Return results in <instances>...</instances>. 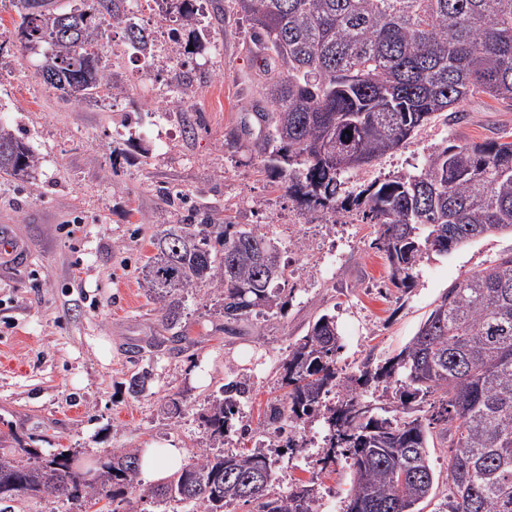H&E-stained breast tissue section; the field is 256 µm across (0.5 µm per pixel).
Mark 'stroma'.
I'll return each instance as SVG.
<instances>
[{"mask_svg":"<svg viewBox=\"0 0 512 512\" xmlns=\"http://www.w3.org/2000/svg\"><path fill=\"white\" fill-rule=\"evenodd\" d=\"M199 12L202 48L182 36L190 48L182 69L197 93L172 139L143 109L139 90L146 76L166 90L168 74L161 66L146 71L131 55L123 25H110L103 46L104 64L126 84L123 98L67 103L42 78V49L19 45L17 15L0 0V120L39 160L31 179L0 176V225H12L29 254L24 266L0 264V424L46 454L77 449L85 467L115 448L170 447L186 460L200 457L210 446L202 423L208 397L240 373L250 379L243 407L250 432L232 434L229 445L254 447L265 437L268 405L285 393L280 365L289 346L321 314L334 315L342 337L339 374H356L397 355L451 285L512 254V234L489 235L430 254L413 288L395 287L361 212L325 219L265 171L253 147L263 130L252 115L265 76L249 49L250 28L233 15L231 0H203ZM459 112L421 128L349 187L413 171L449 145L512 133V106L477 95ZM195 208L259 225L274 240L286 264L283 308L251 315L228 333L217 291L198 289L182 319L190 346L156 353L149 342L163 325L139 268L154 252L158 218L187 224ZM103 339L111 344L107 359L97 352ZM144 369L150 387L132 396L128 379ZM173 395L183 400L178 417L162 411ZM298 483L314 486L315 512H342L353 472L341 456L325 465L317 453L284 451L274 488L284 495Z\"/></svg>","mask_w":512,"mask_h":512,"instance_id":"stroma-1","label":"stroma"}]
</instances>
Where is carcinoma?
Segmentation results:
<instances>
[{"mask_svg":"<svg viewBox=\"0 0 512 512\" xmlns=\"http://www.w3.org/2000/svg\"><path fill=\"white\" fill-rule=\"evenodd\" d=\"M123 0H77L57 11L46 0H11L20 46L44 45L42 73L63 101L114 96L97 36L121 20ZM253 30L268 108L256 113L265 134L258 155L288 192L334 214L353 207L377 226L399 288L414 286L429 252L446 254L486 235L512 232V141L450 145L415 173L399 174L342 194L348 175L398 149L412 134L475 95L512 103V0H233ZM181 27L197 25L193 0H178ZM125 41L145 54L147 30L125 25ZM38 159L0 122V174L28 177ZM343 196L341 203L336 197ZM156 253L141 268L150 300L168 335L155 347L181 352L185 292L219 291L224 327L281 304L286 265L256 225L166 224L151 240ZM335 317L323 314L288 350L281 368L284 403L270 424L301 447L295 429L314 417L328 425L320 452L328 464L350 461L353 487L343 512H420L435 497L429 448L448 445V495L434 512H512V255L469 273L448 289L415 336L374 370L341 377ZM393 386L389 415L366 400L367 387ZM247 378L224 384L202 415L213 451L148 489L224 512H314L315 488L273 490L271 449H224L242 419ZM335 402L329 401V396ZM428 403L423 418L417 406ZM138 450L114 449L94 473L81 471L77 451L45 455L8 427L0 434V502L52 496L71 512L101 500L131 504Z\"/></svg>","mask_w":512,"mask_h":512,"instance_id":"obj_1","label":"carcinoma"}]
</instances>
